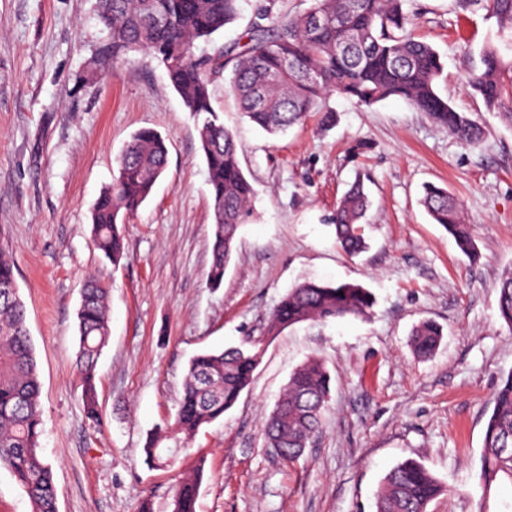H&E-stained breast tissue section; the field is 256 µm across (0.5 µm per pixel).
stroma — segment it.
<instances>
[{
	"label": "stroma",
	"mask_w": 512,
	"mask_h": 512,
	"mask_svg": "<svg viewBox=\"0 0 512 512\" xmlns=\"http://www.w3.org/2000/svg\"><path fill=\"white\" fill-rule=\"evenodd\" d=\"M266 4L294 14L309 0H242L240 19L197 54L240 41ZM405 8L416 37L444 58L438 93L479 119L482 141L460 144L400 99L367 107L336 95L332 124L314 112L272 136L216 81L215 109L256 196L224 284L212 289L206 168L163 65L145 53L113 65L97 0H0V246L13 255L26 305L58 512H133L147 495L155 512H169L177 475L198 458L197 512H375L384 476L407 459L446 487L434 512H474L485 422L512 372V329L496 294L512 266V125L468 85L467 52L497 32L482 6ZM145 127L165 138L168 165L123 224L125 257L115 266L91 243L90 211ZM359 177L372 201L369 247L351 257L331 217ZM428 183L458 198L475 257L431 221L420 203ZM91 274L110 285L95 423L75 371L76 312ZM308 280L362 284L374 304L358 318L270 333L281 297ZM423 319L444 333L426 360L409 345ZM250 341L261 342L262 358L236 405L201 428L173 467L148 466L145 439L173 419L190 357ZM311 357L330 372L331 398L316 438L287 462L266 446L262 424Z\"/></svg>",
	"instance_id": "1"
}]
</instances>
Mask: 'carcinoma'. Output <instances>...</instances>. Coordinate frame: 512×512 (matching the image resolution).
Masks as SVG:
<instances>
[{"label": "carcinoma", "mask_w": 512, "mask_h": 512, "mask_svg": "<svg viewBox=\"0 0 512 512\" xmlns=\"http://www.w3.org/2000/svg\"><path fill=\"white\" fill-rule=\"evenodd\" d=\"M241 0H98L99 21L107 30L112 59L131 52L156 58L197 123L199 149L206 165L213 224L207 283L220 287L231 259L238 230L250 213L255 195L241 166L235 137L215 111L211 86L228 84L243 114L269 134L303 124L309 113H324L330 96L354 98L372 106L402 99L466 146L483 137L480 124L456 111L436 90L444 62L431 44L418 39L404 10L406 0H310L299 14L273 16L274 3L257 13L243 44L220 47L209 55L195 54L196 42L209 41L234 23ZM496 20L497 42L485 44L469 83L489 112L512 124V0H485ZM320 17L323 25H313ZM168 150L157 131L135 132L118 159V175L104 187L91 214V241L113 265L125 255L119 225L150 196L166 171ZM422 203L434 223L453 237L462 252L473 249L470 225L458 200L447 188L430 184ZM371 205L358 180L336 204L332 223L336 243L355 256L367 248L365 217ZM15 262L0 247V471L24 491L30 512H57L51 463L41 447L43 410L40 383L23 301L8 294L17 287ZM109 285L99 276L87 280L78 310L77 371L87 417L98 419L97 362L110 339L107 298ZM499 317L512 328V267L497 287ZM373 305L371 293L351 282L306 281L289 289L271 314L270 331L306 322H328L364 315ZM442 328L422 320L411 333L419 358L438 349ZM261 349L228 347L204 351L189 363L174 420L147 436L146 461L163 467L189 447L205 425L224 417L252 382L254 355ZM331 393L325 364L312 357L290 375L282 395L267 417L268 447L292 462L317 435ZM173 445H167V442ZM204 462L178 476L171 490L170 512H196ZM477 512H490L493 491L512 483V373L493 396L487 418L479 470ZM445 487L420 463L405 460L384 477L376 494V512H431Z\"/></svg>", "instance_id": "1"}]
</instances>
